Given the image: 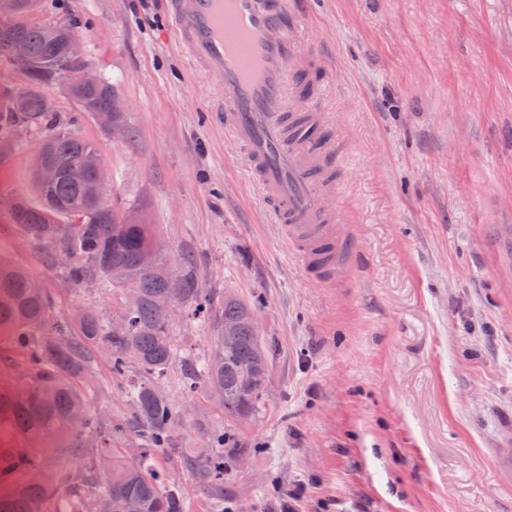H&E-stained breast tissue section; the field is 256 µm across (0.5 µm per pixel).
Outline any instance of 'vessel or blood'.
Returning a JSON list of instances; mask_svg holds the SVG:
<instances>
[{
	"label": "vessel or blood",
	"mask_w": 512,
	"mask_h": 512,
	"mask_svg": "<svg viewBox=\"0 0 512 512\" xmlns=\"http://www.w3.org/2000/svg\"><path fill=\"white\" fill-rule=\"evenodd\" d=\"M176 43L195 70L221 76L213 109L289 249L313 280L335 284L354 253L320 176L327 143L303 137L291 103L315 59L300 52L288 0H165Z\"/></svg>",
	"instance_id": "obj_1"
}]
</instances>
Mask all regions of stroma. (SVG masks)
Returning a JSON list of instances; mask_svg holds the SVG:
<instances>
[{
    "label": "stroma",
    "instance_id": "obj_1",
    "mask_svg": "<svg viewBox=\"0 0 512 512\" xmlns=\"http://www.w3.org/2000/svg\"><path fill=\"white\" fill-rule=\"evenodd\" d=\"M288 3L321 60L325 91L304 106L334 129L331 204L356 256L333 287L304 275L213 124L221 78L180 52L165 0H40L115 90L116 134L51 92L62 122L98 145L108 203L193 254L215 301L257 302L276 347L243 419L205 386L186 391L179 366L160 381L179 447L197 445L202 424L239 441L220 493L168 460L184 512H276L299 484V512H512V0ZM45 137L12 130L0 198L39 204L31 162ZM0 257L43 282L58 321L125 308V294L48 267L1 209ZM212 334L184 316L170 336L200 357ZM94 361L90 415L126 412V379L105 354Z\"/></svg>",
    "mask_w": 512,
    "mask_h": 512
}]
</instances>
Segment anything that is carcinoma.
I'll return each mask as SVG.
<instances>
[{
  "label": "carcinoma",
  "instance_id": "obj_1",
  "mask_svg": "<svg viewBox=\"0 0 512 512\" xmlns=\"http://www.w3.org/2000/svg\"><path fill=\"white\" fill-rule=\"evenodd\" d=\"M11 3L23 12L39 14L38 0H0V59L10 58L15 42L22 40L34 61L25 88L26 112L22 119H14L8 98H0V130L8 132L19 125L49 129L44 146L55 170L51 178L37 183L41 206L20 203L11 212L13 223L37 243L45 234L58 238L61 252H45L43 259L73 285L94 281L102 288L134 294L136 301L124 311L128 330L122 336L112 334V322L90 310L72 328L54 321L53 305L35 276L0 261V333L8 334L16 354L0 369L6 374L16 369L21 376V389L0 387V431L29 448L68 440L51 479L40 457L12 451L8 464L0 466V481L8 485L0 493V512H49L61 490L69 494L66 512H88L91 499L96 512H183L181 493L170 484L159 457H176L199 483L220 488L224 449L233 450L235 445L224 430L203 429L201 446L179 449L174 438L177 411L168 397L157 393L156 381L178 361L189 389L207 386L222 397L225 414L243 418L254 413L262 400L271 347L255 335L251 302L226 293L222 307L214 309L191 256L182 255L181 266L171 268L151 225L121 220L108 205L91 207L83 188L66 177V170L76 164L104 177L96 144L57 123L47 94V81L68 78L78 70L66 48L71 25H59V33L50 39L40 23L15 25L5 13ZM72 99L91 116L110 111L122 118L107 81L96 88H74ZM149 249L157 253L152 268L142 264ZM174 271L183 283V311L214 325L215 336L203 358L179 359L171 343L166 303ZM226 334L231 341H224ZM98 351L107 353L114 375L123 376L136 367L138 379L126 393L132 415L105 420L88 416L82 428L74 429L70 417L86 407V388ZM90 440L97 448V462L75 482L68 461Z\"/></svg>",
  "mask_w": 512,
  "mask_h": 512
}]
</instances>
